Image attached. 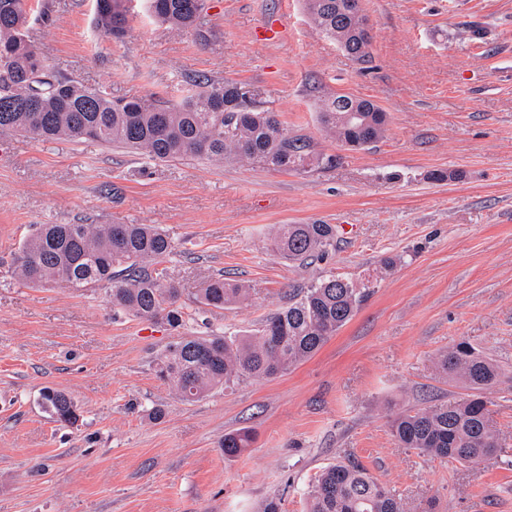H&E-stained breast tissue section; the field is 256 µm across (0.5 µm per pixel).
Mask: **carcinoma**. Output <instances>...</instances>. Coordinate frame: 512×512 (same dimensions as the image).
Instances as JSON below:
<instances>
[{"label": "carcinoma", "mask_w": 512, "mask_h": 512, "mask_svg": "<svg viewBox=\"0 0 512 512\" xmlns=\"http://www.w3.org/2000/svg\"><path fill=\"white\" fill-rule=\"evenodd\" d=\"M94 25L107 37L124 35L131 0H93ZM337 0H305L321 33L345 44L358 65L368 51L354 35V18L336 11ZM152 16L177 31L207 24L203 0H148ZM28 0H0V133L37 139H92L139 151L158 161L185 157L235 159L281 170H305L320 161L311 143L291 135L277 113L246 100L238 85L189 83L178 104L148 105L140 99H113L106 90L87 89L51 69L28 39ZM40 102V111L24 107ZM318 118L342 145L363 148L386 132V113L369 99L332 94L319 99ZM283 259L305 262L336 249L334 224H279L271 238ZM173 251L167 235L151 224H41L15 258L20 278L30 284L64 281L74 288L104 287L113 310L142 320H165L174 329L186 322L181 288L160 267ZM248 298L245 285L224 275L207 280L199 303L221 308ZM364 293L349 279L328 274L288 299L253 331L181 336L155 360L159 379L186 402L243 377L271 378L316 354L355 315ZM438 373L470 390L467 397L398 413L391 432L403 448L462 463L491 458L498 448L492 412L483 391L501 378L497 364L461 341L439 354ZM55 421L74 425L80 412L64 392L45 387L38 399ZM252 434L224 435L227 457L250 448ZM308 512H430L406 507L386 483L358 464L323 468L307 492Z\"/></svg>", "instance_id": "1"}]
</instances>
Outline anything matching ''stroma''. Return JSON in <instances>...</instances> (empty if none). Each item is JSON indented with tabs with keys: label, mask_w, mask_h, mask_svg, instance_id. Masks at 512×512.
<instances>
[{
	"label": "stroma",
	"mask_w": 512,
	"mask_h": 512,
	"mask_svg": "<svg viewBox=\"0 0 512 512\" xmlns=\"http://www.w3.org/2000/svg\"><path fill=\"white\" fill-rule=\"evenodd\" d=\"M30 5L50 9L30 40L76 82L159 104L180 102L192 79L232 81L322 160L287 172L0 135V512H259L272 497L306 512L315 475L347 458L433 512H512V0H362L373 21L362 66L303 0H205L199 33L135 0L118 39L96 30L92 0ZM272 24L280 33L263 38ZM329 92L381 106L384 137L357 150L329 137L318 119ZM316 222L337 227L328 256L302 265L269 250L273 225ZM39 224L158 226L190 320L173 329L113 313L101 288L26 284L13 255ZM332 272L365 300L285 374L190 403L156 378L177 336L255 328L289 289ZM219 274L248 301L196 304ZM462 340L503 373L485 392L500 451L479 463L400 447L389 426L399 411L466 397L435 369ZM45 387L74 400L77 424L41 408ZM242 428L251 448L225 457L220 441Z\"/></svg>",
	"instance_id": "35a3bbf8"
}]
</instances>
